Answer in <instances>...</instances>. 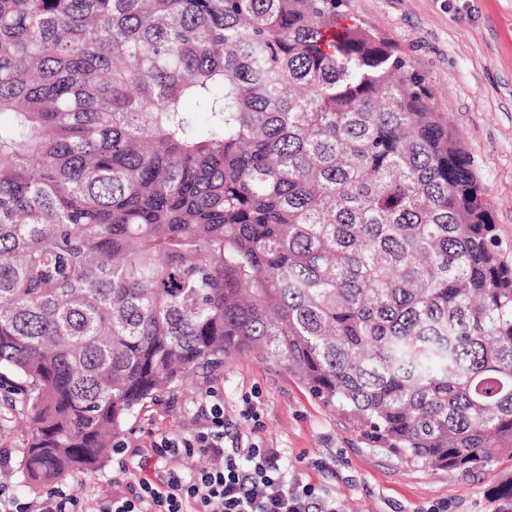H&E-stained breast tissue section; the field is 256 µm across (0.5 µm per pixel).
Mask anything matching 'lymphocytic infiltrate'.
Here are the masks:
<instances>
[{
	"label": "lymphocytic infiltrate",
	"instance_id": "1",
	"mask_svg": "<svg viewBox=\"0 0 512 512\" xmlns=\"http://www.w3.org/2000/svg\"><path fill=\"white\" fill-rule=\"evenodd\" d=\"M200 410L201 426L191 434H165L148 448L119 444L120 466L137 475L136 484L87 502L53 490L36 512H336L314 485L285 481L277 449H226L220 402L203 397ZM199 454L213 466L190 468Z\"/></svg>",
	"mask_w": 512,
	"mask_h": 512
}]
</instances>
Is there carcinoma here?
<instances>
[{
  "label": "carcinoma",
  "mask_w": 512,
  "mask_h": 512,
  "mask_svg": "<svg viewBox=\"0 0 512 512\" xmlns=\"http://www.w3.org/2000/svg\"><path fill=\"white\" fill-rule=\"evenodd\" d=\"M340 0H0V384L33 488L259 352L406 464L512 454V264ZM492 497L512 512V479Z\"/></svg>",
  "instance_id": "1"
}]
</instances>
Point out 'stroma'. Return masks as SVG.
<instances>
[{"instance_id": "35a3bbf8", "label": "stroma", "mask_w": 512, "mask_h": 512, "mask_svg": "<svg viewBox=\"0 0 512 512\" xmlns=\"http://www.w3.org/2000/svg\"><path fill=\"white\" fill-rule=\"evenodd\" d=\"M341 11L381 30L433 95L460 135L472 168L489 191L506 261L512 262V0H343ZM224 399L227 440L279 449L289 478L327 490L337 512H497L492 488L512 477V455L465 472L408 466L372 447L336 410L315 399L282 367L236 355L209 379L177 386L131 418L124 439L146 448L163 434L199 425L206 390ZM0 388V448L20 460L26 418ZM255 408L259 422L245 418ZM117 456L59 486L83 498L125 485Z\"/></svg>"}]
</instances>
